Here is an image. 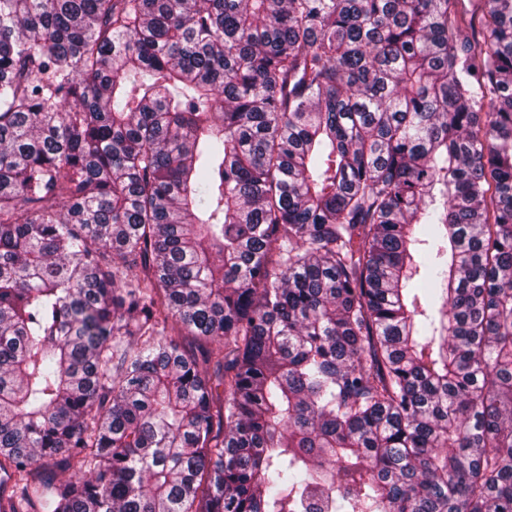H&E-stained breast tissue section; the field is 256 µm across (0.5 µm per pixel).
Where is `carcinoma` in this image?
I'll list each match as a JSON object with an SVG mask.
<instances>
[{
  "mask_svg": "<svg viewBox=\"0 0 512 512\" xmlns=\"http://www.w3.org/2000/svg\"><path fill=\"white\" fill-rule=\"evenodd\" d=\"M461 2L0 0V512H512V0Z\"/></svg>",
  "mask_w": 512,
  "mask_h": 512,
  "instance_id": "obj_1",
  "label": "carcinoma"
}]
</instances>
